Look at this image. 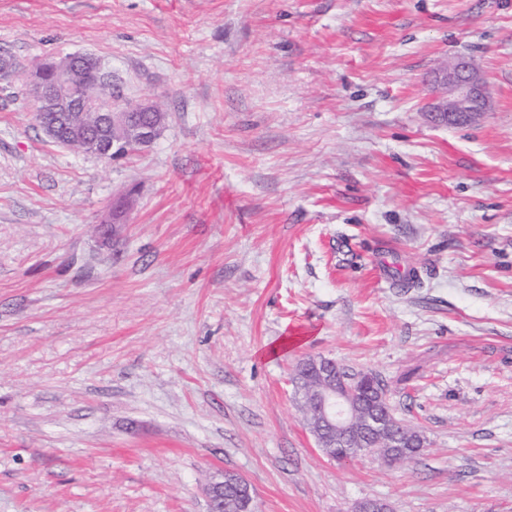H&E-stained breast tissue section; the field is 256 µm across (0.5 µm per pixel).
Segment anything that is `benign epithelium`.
<instances>
[{"label": "benign epithelium", "mask_w": 512, "mask_h": 512, "mask_svg": "<svg viewBox=\"0 0 512 512\" xmlns=\"http://www.w3.org/2000/svg\"><path fill=\"white\" fill-rule=\"evenodd\" d=\"M94 68L105 81L112 82V71L105 69L98 58L89 53H77L55 65L51 87L41 84L30 87L34 112L40 116L52 112L59 118L53 125L42 126L46 135L61 147L69 148L81 143L85 153L109 160L112 152L127 142L142 147L151 145L159 135L162 122L156 106L147 103L120 112H104L100 102L88 98L82 82L84 71ZM432 85L441 93L432 97L426 111L442 122L467 123L491 110L489 87L465 56L449 63L435 76ZM90 109L101 113L99 125L103 129H112V139L94 134L86 126L73 121L74 111ZM306 365L322 382L315 394L319 432L334 433L340 438L356 432L363 446L384 436L387 447L391 448L385 461L391 464L402 462V458L392 452V449L401 447L392 421L386 415L358 416L357 387L338 379L336 363L317 356L307 360ZM223 490L222 482H214L208 488L210 512H224ZM354 512H389V505L381 499L370 498L358 502Z\"/></svg>", "instance_id": "1"}]
</instances>
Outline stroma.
<instances>
[{
    "instance_id": "35a3bbf8",
    "label": "stroma",
    "mask_w": 512,
    "mask_h": 512,
    "mask_svg": "<svg viewBox=\"0 0 512 512\" xmlns=\"http://www.w3.org/2000/svg\"><path fill=\"white\" fill-rule=\"evenodd\" d=\"M1 52L166 120L106 161L0 89V512H209L228 472L255 512H512V0H0ZM458 56L492 109L450 125ZM309 355L422 455L325 456ZM435 94L426 107L438 120L461 124L484 112H490L492 100L484 77L466 56H459L435 76Z\"/></svg>"
}]
</instances>
